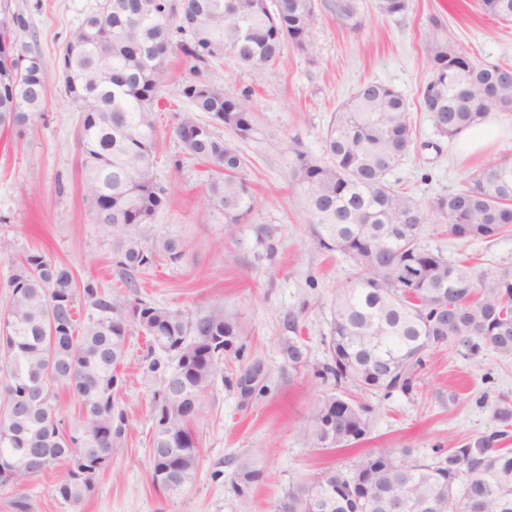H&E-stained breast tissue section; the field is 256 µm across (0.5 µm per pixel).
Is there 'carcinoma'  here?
<instances>
[{
	"label": "carcinoma",
	"mask_w": 512,
	"mask_h": 512,
	"mask_svg": "<svg viewBox=\"0 0 512 512\" xmlns=\"http://www.w3.org/2000/svg\"><path fill=\"white\" fill-rule=\"evenodd\" d=\"M411 0H377L378 13L402 17ZM486 15L512 22V0H477ZM351 30L362 27L356 0H102L69 37L76 45L62 77L66 97L82 96L80 117L82 195L95 223L112 237L116 274L137 292L139 277L161 261L186 253L176 237L148 226L169 202L154 176L156 108L163 95L181 99L174 134L183 155L206 161L204 205L224 211V223H246L254 209L239 143L258 126L251 93H226L206 71L226 55L241 66L275 65L288 47L313 51L311 36L324 12ZM29 24L14 0H0V127L22 128L41 111L48 64L25 41ZM178 51L190 77L171 85L167 59ZM430 78L419 98L435 130L452 139L486 122L494 112H512V65L477 63L448 41L427 45ZM220 124L226 139L214 131ZM413 144L403 96L375 81L360 83L336 112L325 137L330 162L296 145L292 187L318 245L353 262L355 272L339 289L326 341L329 360L318 375L336 389L405 393L413 388L423 355L451 345L476 352L485 344L512 357V271L479 273L423 242L427 214L463 240L493 241L512 231V160L490 159L463 186L424 202L395 189L387 176ZM257 247L273 252L276 226L251 225ZM8 306L0 314V488L21 489L58 465L57 499L74 506L95 490L99 476L124 447L129 419L119 402L127 340L136 328L147 339L140 367L159 378L149 463L154 485L177 495L199 472L201 455L194 424L216 380L228 386L249 373L229 366L245 347L239 313L231 308L186 315L143 299L135 304L72 272L43 253L21 258L10 276ZM86 321H81V309ZM289 367L308 362L306 347L288 339ZM80 406V420L66 427L57 391ZM371 408L335 392L319 398L306 416L310 448L350 445L370 434ZM497 433L476 447L453 448L444 457H415L409 448H380L348 467H327L292 483L275 512H467L473 503L488 512H512V450L495 448ZM262 470L238 462L233 489L248 508Z\"/></svg>",
	"instance_id": "obj_1"
}]
</instances>
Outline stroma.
<instances>
[{"instance_id": "35a3bbf8", "label": "stroma", "mask_w": 512, "mask_h": 512, "mask_svg": "<svg viewBox=\"0 0 512 512\" xmlns=\"http://www.w3.org/2000/svg\"><path fill=\"white\" fill-rule=\"evenodd\" d=\"M25 13L35 45L51 66L42 112L22 131L0 129V307L9 300L7 281L28 250L71 268L78 281L94 280L128 297L115 277L112 240L104 236L83 200L80 114L67 102L54 65L84 15L100 0H15ZM363 20L353 32L321 18L313 31L312 55L287 50L274 69L243 68L232 58L215 63L208 80L225 92H253L259 132L241 143L245 176L256 197L247 223L229 228L221 210L204 205L210 166H173L182 146L173 134L185 104L171 101L156 114L157 163L154 173L167 187L170 202L154 224L157 231L184 240L185 256L161 263L139 281V295L153 304L188 314L224 306L238 310L247 348L243 364L260 362L266 372L263 393L242 401L237 390L215 383L195 424L201 443L196 482L167 496L152 482L148 458L153 427L152 395L159 381L143 377L138 365L145 349L132 332L124 362L126 385L120 403L130 431L95 491L79 506L58 500L52 486L59 470L34 480L25 492L32 512H241L232 488L237 460L260 467L263 481L253 488L250 512H274L290 483L320 469L346 465L379 448H411L432 459L448 449L479 441L502 430L494 410L512 407V359L491 348L467 352L451 346L431 349L412 393L391 395L349 388L348 396L372 410L368 438L337 448H309L303 428L315 400L328 385L314 371L327 361L336 293L352 275L350 260L320 248L304 224L299 200L290 188V142L325 159L324 136L337 107L363 81L400 92L410 105L415 130L411 152L390 175L394 186L411 189L421 200L460 188L468 172L492 157L512 156V112L492 114L488 144L461 156L457 140L437 137L417 101L430 75L426 42L430 35L470 53L480 63H512V25L489 19L476 0H412L402 18L381 16L376 0H357ZM254 224L278 228L275 252L254 247ZM424 242L454 260H470L477 270L512 269V234L491 242L448 235L428 216ZM296 318L297 336L308 348L306 366L286 364L282 346L292 332L286 315Z\"/></svg>"}]
</instances>
